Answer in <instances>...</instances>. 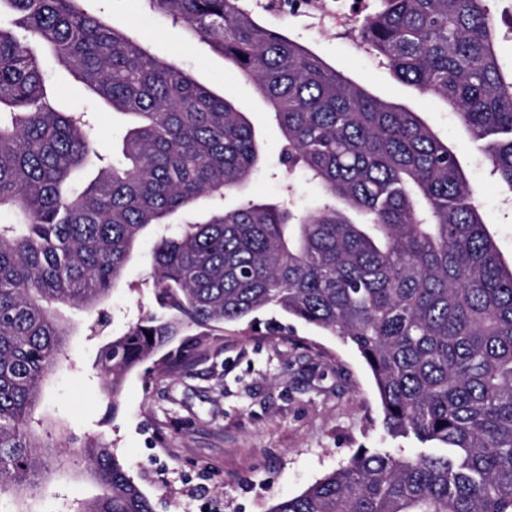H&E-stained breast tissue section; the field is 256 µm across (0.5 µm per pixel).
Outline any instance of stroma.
<instances>
[{"label": "stroma", "instance_id": "35a3bbf8", "mask_svg": "<svg viewBox=\"0 0 512 512\" xmlns=\"http://www.w3.org/2000/svg\"><path fill=\"white\" fill-rule=\"evenodd\" d=\"M324 10L331 0H321ZM244 7L374 95L418 112L457 152L505 262H512V200H505L466 128L440 100L420 97L320 13L289 14L276 0H243ZM85 9L108 25L149 39L152 51L186 68L196 80L245 106L266 153L277 156L280 136L253 84L228 67L198 39L176 34L144 0H85ZM48 93L59 110L87 112L97 150L120 142L124 117L112 113L53 61L43 64ZM293 182V207L313 204L318 189L300 174L259 173L247 193L255 199L283 197ZM143 237L122 281L114 288L108 317L94 336L86 328L95 312L74 313L77 329L61 366L46 383L40 411L60 423L78 448L112 445L130 476L157 512H268L275 499L293 496L349 463L359 448H409L391 439L371 372L359 353L337 337L280 315L274 323L247 321L210 332L204 351L189 368L154 355L129 373L118 400L103 391L95 367L98 349L131 323L156 312ZM96 324V323H95ZM102 489L82 464L57 474L52 493L37 498L36 512H58L61 503L88 500Z\"/></svg>", "mask_w": 512, "mask_h": 512}]
</instances>
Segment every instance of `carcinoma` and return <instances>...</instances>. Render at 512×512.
<instances>
[{
  "label": "carcinoma",
  "mask_w": 512,
  "mask_h": 512,
  "mask_svg": "<svg viewBox=\"0 0 512 512\" xmlns=\"http://www.w3.org/2000/svg\"><path fill=\"white\" fill-rule=\"evenodd\" d=\"M78 2L0 0V512H31L67 463L70 439L44 443L35 417L67 359L63 310L101 323L149 229L161 313L99 350L112 402L185 329L278 311L351 343L388 434L422 450L357 451L268 512H512V268L458 154L242 0H146L253 83L280 165L320 188L299 211L245 197L266 166L247 112ZM380 2L356 21L361 42L455 111L512 193V71L491 0ZM39 50L129 118L112 152H90L84 115L51 105ZM80 457L103 489L81 512H155L112 448Z\"/></svg>",
  "instance_id": "obj_1"
}]
</instances>
